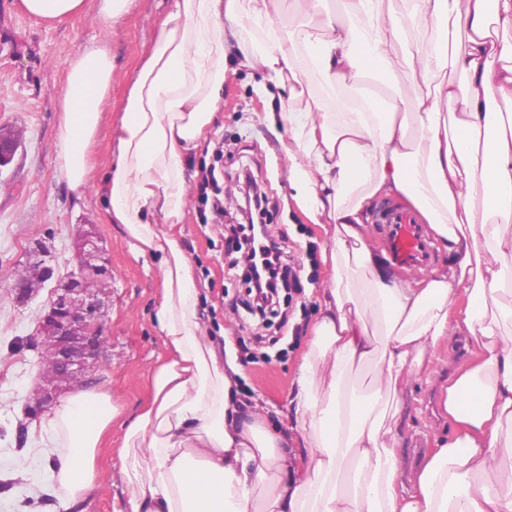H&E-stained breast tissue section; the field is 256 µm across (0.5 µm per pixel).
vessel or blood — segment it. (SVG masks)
I'll list each match as a JSON object with an SVG mask.
<instances>
[{"mask_svg": "<svg viewBox=\"0 0 512 512\" xmlns=\"http://www.w3.org/2000/svg\"><path fill=\"white\" fill-rule=\"evenodd\" d=\"M373 222L384 238L387 252L399 267H420L432 261L433 248L416 215L408 208L381 204L373 214Z\"/></svg>", "mask_w": 512, "mask_h": 512, "instance_id": "1", "label": "vessel or blood"}]
</instances>
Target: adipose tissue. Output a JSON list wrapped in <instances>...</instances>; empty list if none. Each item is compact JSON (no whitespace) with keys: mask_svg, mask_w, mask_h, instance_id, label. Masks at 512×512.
I'll return each mask as SVG.
<instances>
[{"mask_svg":"<svg viewBox=\"0 0 512 512\" xmlns=\"http://www.w3.org/2000/svg\"><path fill=\"white\" fill-rule=\"evenodd\" d=\"M172 0L129 81L112 129L104 201L140 251L160 256L154 319L166 350L151 397L122 447L124 512H512V0ZM261 30L245 42L246 25ZM431 31L429 46L414 33ZM294 102L310 74L329 90L407 68L412 99H356L333 112L289 107V184L313 223H331L322 260L331 286L290 402L303 453L261 420L243 421L241 368L224 360L202 319V290L177 232L187 208L186 159L211 129L227 43ZM104 45L67 62L55 142L58 175L75 198L112 88ZM403 195L448 252L421 282L390 279L364 240V210ZM163 223H153L155 214ZM480 353L448 384L457 426L402 482L404 392L427 379L451 333ZM367 369L369 389L347 378ZM117 410L104 389H78L39 423L61 487L56 512H83L96 487V450Z\"/></svg>","mask_w":512,"mask_h":512,"instance_id":"ef3b65f1","label":"adipose tissue"}]
</instances>
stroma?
Segmentation results:
<instances>
[{
    "label": "stroma",
    "instance_id": "35a3bbf8",
    "mask_svg": "<svg viewBox=\"0 0 512 512\" xmlns=\"http://www.w3.org/2000/svg\"><path fill=\"white\" fill-rule=\"evenodd\" d=\"M171 0H136L114 27L97 16L98 0H86L82 15L49 24L27 14L21 0H0V42L10 53L0 57V127L14 133L20 146L10 165L0 169V512H47L35 469L17 470L14 462L38 447L40 435L28 415L40 379L38 354L30 339L50 298L42 289L32 300L14 302L8 286L22 270L28 250L40 239L52 242L56 277L73 267L76 227L93 225L112 266V289L105 318L106 359L93 385L108 390L119 414L103 436L97 454L98 485L84 502L85 512H114L123 499L120 449L124 422L132 420L150 397V371L164 353L153 314L161 296L158 257L137 254L122 225L109 223L102 186L112 157V124L124 99L126 74L133 70L169 9ZM104 43L112 51L111 102L94 146L95 169L83 197H73L58 179L55 138L68 60L86 47ZM224 92L214 126L187 161L188 206L179 226L180 242L190 256L202 288L201 312L213 336L223 338L224 355L242 368L240 397L245 414L260 413L280 430L289 426L294 377L318 315L319 297L330 276L321 260L330 243L325 229L297 206L288 185L283 146L288 130L280 120L287 95L257 70L227 61ZM222 161H215L216 147ZM215 165L224 205L223 224L204 223L198 184L202 164ZM251 167L270 198L261 220L288 239L299 267L300 285L282 290V316L264 319L248 307L247 286L231 270L224 224L242 223L235 174ZM475 344L463 353L447 349L435 364L431 383L417 386L403 423L404 448L424 436L426 451L451 436L454 424L441 405V388L474 358Z\"/></svg>",
    "mask_w": 512,
    "mask_h": 512
}]
</instances>
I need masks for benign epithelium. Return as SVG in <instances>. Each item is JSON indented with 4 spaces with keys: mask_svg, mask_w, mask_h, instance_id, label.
Returning <instances> with one entry per match:
<instances>
[{
    "mask_svg": "<svg viewBox=\"0 0 512 512\" xmlns=\"http://www.w3.org/2000/svg\"><path fill=\"white\" fill-rule=\"evenodd\" d=\"M17 149L18 144L11 136L0 133V169L12 162ZM100 253L95 240L81 239L75 246L73 269L56 285L40 318L33 344L37 348L47 345L52 371L35 390L33 400L38 409L50 404L61 391L83 385L105 346L103 316L107 292L104 288L87 287L91 280L106 283L112 279V270L99 263ZM49 258L50 250L43 242L29 252L22 272L10 285L15 299H29L38 293L40 285L32 282L29 270H51Z\"/></svg>",
    "mask_w": 512,
    "mask_h": 512,
    "instance_id": "1",
    "label": "benign epithelium"
}]
</instances>
